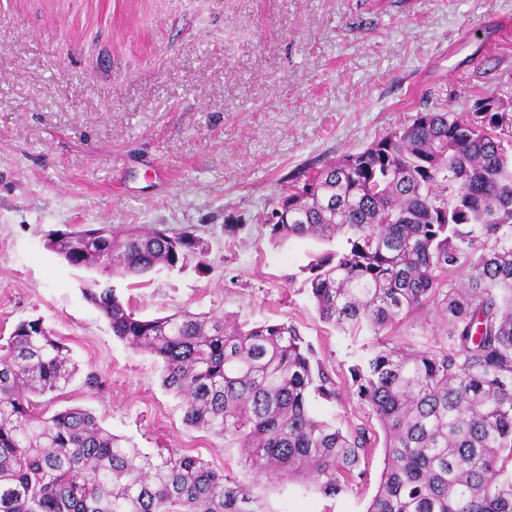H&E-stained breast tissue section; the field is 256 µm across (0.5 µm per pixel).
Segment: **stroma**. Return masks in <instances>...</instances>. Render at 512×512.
<instances>
[{
    "label": "stroma",
    "mask_w": 512,
    "mask_h": 512,
    "mask_svg": "<svg viewBox=\"0 0 512 512\" xmlns=\"http://www.w3.org/2000/svg\"><path fill=\"white\" fill-rule=\"evenodd\" d=\"M498 86L512 89V0H0V334L41 319L77 368L43 411L86 409L142 451L230 471L270 512H367L383 446L333 498L257 479L239 449L185 423L160 364L113 336L86 292L111 283L145 318L295 323L344 384L313 413L345 431L373 424L348 381L377 338L323 323L305 285L328 243H273L260 216L299 172L408 124L423 96L470 110ZM74 224L193 226L209 269L75 268L44 246ZM390 339L444 351L447 324L434 305Z\"/></svg>",
    "instance_id": "stroma-1"
}]
</instances>
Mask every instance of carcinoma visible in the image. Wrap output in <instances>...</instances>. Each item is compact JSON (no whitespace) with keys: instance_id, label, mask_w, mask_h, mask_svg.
Returning <instances> with one entry per match:
<instances>
[{"instance_id":"cac0c4a2","label":"carcinoma","mask_w":512,"mask_h":512,"mask_svg":"<svg viewBox=\"0 0 512 512\" xmlns=\"http://www.w3.org/2000/svg\"><path fill=\"white\" fill-rule=\"evenodd\" d=\"M273 241L343 244L303 268L319 319L380 335L439 306L448 351L377 347L349 370L384 436L367 512H512V93L474 112L441 103L316 172H301L264 216ZM46 248L68 265L142 276L206 266L188 227L110 224ZM87 299L112 335L150 352L187 425L237 445L249 470L328 498L355 485L377 441L315 416L338 385L297 326L245 327L186 311L143 318L114 288ZM70 349L39 319L0 336V512H270L256 485L171 451L126 447L81 408L47 417L35 398L76 373Z\"/></svg>"}]
</instances>
